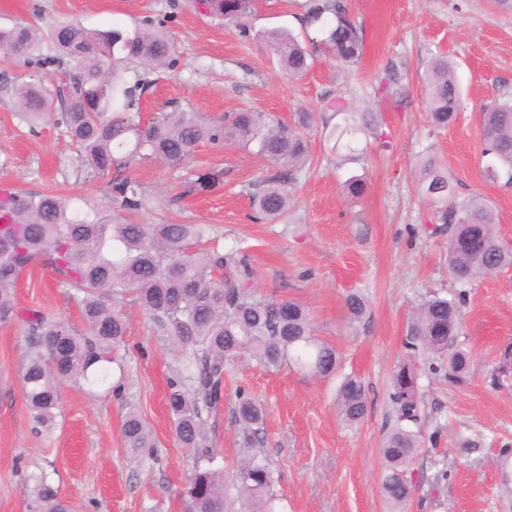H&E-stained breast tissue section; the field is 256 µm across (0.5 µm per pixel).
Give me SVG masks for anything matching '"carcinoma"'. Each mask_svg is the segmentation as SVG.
Instances as JSON below:
<instances>
[{
	"label": "carcinoma",
	"mask_w": 512,
	"mask_h": 512,
	"mask_svg": "<svg viewBox=\"0 0 512 512\" xmlns=\"http://www.w3.org/2000/svg\"><path fill=\"white\" fill-rule=\"evenodd\" d=\"M206 13L218 19L238 20L252 0H199ZM306 21L322 34L320 45L336 60L352 64L363 52L362 26L350 16L343 0H309ZM60 77L52 90L27 84L16 88L19 115L28 124L41 121L53 101L64 106L61 120L75 143L84 167L107 176L132 161L158 162L177 170L203 142L257 147V152L283 171L253 195L257 219L276 221L288 214L292 196L286 184L309 161L308 131L311 112H301L292 125L262 112H235L216 126L197 112L173 107L161 120L140 126L133 109L146 82L124 80L119 64L135 61L145 67L170 64L172 44L162 30L151 27L126 33L120 28L91 31L74 22L56 25L50 36ZM266 46L279 65L292 75L309 67L311 54L283 29L265 32ZM41 42L35 30L15 25L0 28V55L29 58L38 55ZM426 111L432 126L451 124L462 107L455 66L437 58L429 65L425 82ZM342 123L330 130L335 145L353 150L356 135L374 130L369 112H353L343 101L332 104ZM481 133L489 151L511 172L512 96H504L481 113ZM127 210H139L144 195L132 178L114 184ZM421 192L436 207L434 231L448 236V268L464 285L475 278L512 265V247L500 240L491 207L476 198L458 200L448 170L427 161ZM205 224H133L120 214L108 222L93 205L83 211L57 194L0 191V322L16 314L14 286L34 265L51 271L58 281L81 296L86 332L68 329L51 315L35 311L25 319L28 360L22 376L30 417L40 428L54 425L58 388L69 380L81 382L93 393L111 388L115 359L110 354L123 343L128 324L123 311L126 296L133 297L150 317L154 332L178 350L175 377L170 380L167 410L177 440L194 452L195 467L186 490L189 512H279L275 487L278 474L252 452L260 444L263 408L250 397H239L235 409L245 454L231 470L213 466L214 451L207 444V425L224 399L226 370L245 360L267 371L288 364L320 378L340 368L336 348L315 335L309 310L292 300L257 297L242 261L223 250L194 249L206 235ZM466 291L446 296L429 291L408 330L405 359L391 377L390 400L395 424L380 453L381 490L393 512H403L415 483L412 464L422 447L419 426L418 368L416 360L431 354L452 383L470 375L474 353L458 343L460 304ZM351 319L367 311L364 298L346 299ZM512 376V346L500 354L494 380ZM337 406L344 422L355 424L367 412L363 381L341 378ZM122 431L127 451L136 454L153 446L152 432L140 413L127 411ZM232 485L235 494L227 491ZM36 493L42 512H69L67 504L45 481Z\"/></svg>",
	"instance_id": "obj_1"
}]
</instances>
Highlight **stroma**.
I'll use <instances>...</instances> for the list:
<instances>
[{
	"mask_svg": "<svg viewBox=\"0 0 512 512\" xmlns=\"http://www.w3.org/2000/svg\"><path fill=\"white\" fill-rule=\"evenodd\" d=\"M307 2L254 0L250 16L236 23L206 15L197 0H0V26H35L46 56L54 52L48 35L61 20L90 30L163 23L171 64L132 63L127 70L128 80L148 84L139 104L146 120L176 104L208 122L244 109L285 123L315 113L311 160L291 187L287 222L255 220L251 205L278 166L254 149L213 143L197 148L184 173L159 163L127 169L145 196L144 208L128 217L209 225L225 252L246 254L256 295L303 303L317 335L339 350L341 374L368 387L366 415L349 426L336 411L337 378L239 364L225 379L224 404L207 433L217 464H232L241 452L233 411L244 394L263 406L261 454L280 476L285 512H388L380 448L394 423L391 375L421 297L455 287L444 260L447 241L431 236L434 207L419 191L425 162L447 168L458 198L489 204L501 239L512 243V178L487 153L480 131L483 109L512 95V12L493 0H345L365 30L361 61L342 65L319 50L307 73L291 76L260 34L281 27L319 41L305 21ZM438 56L456 66L464 101L444 129L431 127L423 91ZM390 71L400 78L397 90L374 95L372 84ZM55 76L54 67L0 56V190L67 196L111 218L115 179L83 171L60 109L34 127L17 116L16 87H47ZM339 97L352 111L377 117L375 133L356 137L361 155L354 160L324 132L341 121L329 108ZM190 172L216 174L218 182L193 190L185 181ZM354 175L365 183L358 197L344 188ZM354 291L369 305L358 324L345 303ZM15 303L19 312L42 311L84 329L77 298L41 267L21 275ZM124 311L129 327L113 390L91 395L62 383L55 425L41 433L22 394L25 326L0 323V512H40L41 478L70 512H186L193 455L177 441L165 406L177 353L137 304L127 302ZM458 340L476 353L466 382L450 383L430 371L428 358L418 360L424 445L413 463L418 489L405 512H512V382L496 386L490 377L501 348L512 343V266L467 285ZM131 407L154 436L153 447L136 456L121 429Z\"/></svg>",
	"mask_w": 512,
	"mask_h": 512,
	"instance_id": "35a3bbf8",
	"label": "stroma"
}]
</instances>
